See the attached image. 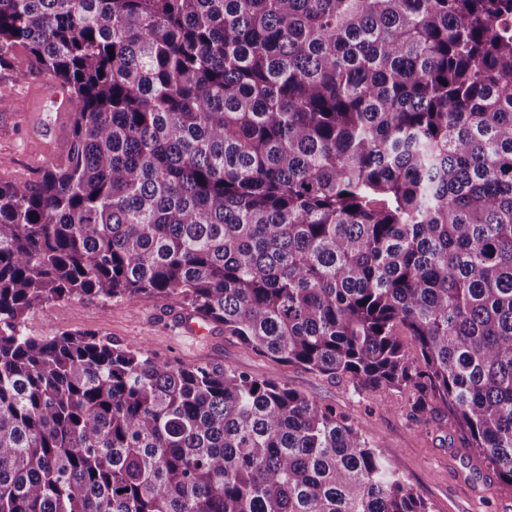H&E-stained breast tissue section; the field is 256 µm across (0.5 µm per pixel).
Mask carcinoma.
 <instances>
[{"label":"carcinoma","mask_w":512,"mask_h":512,"mask_svg":"<svg viewBox=\"0 0 512 512\" xmlns=\"http://www.w3.org/2000/svg\"><path fill=\"white\" fill-rule=\"evenodd\" d=\"M18 49L75 112L0 182V512H433L274 377L26 331L75 298L406 390L512 488V0H0Z\"/></svg>","instance_id":"carcinoma-1"}]
</instances>
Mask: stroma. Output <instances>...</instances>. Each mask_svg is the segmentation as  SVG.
<instances>
[{
    "label": "stroma",
    "mask_w": 512,
    "mask_h": 512,
    "mask_svg": "<svg viewBox=\"0 0 512 512\" xmlns=\"http://www.w3.org/2000/svg\"><path fill=\"white\" fill-rule=\"evenodd\" d=\"M48 83V77L22 54L11 68L0 70V96L9 100L14 116L11 123L0 125L2 181L38 183L57 160L54 143L29 132L43 116L39 91ZM189 318L187 309L174 299H73L37 308L28 315L26 327L41 336L88 330L124 343L145 342L159 359L176 365L228 367L258 378L275 377L348 416L385 456L398 459L407 483L431 503L434 512H512V489L467 448L450 420L427 426L412 422L408 391H390L378 403L350 383L274 363L219 329L193 337L186 328Z\"/></svg>",
    "instance_id": "stroma-1"
}]
</instances>
